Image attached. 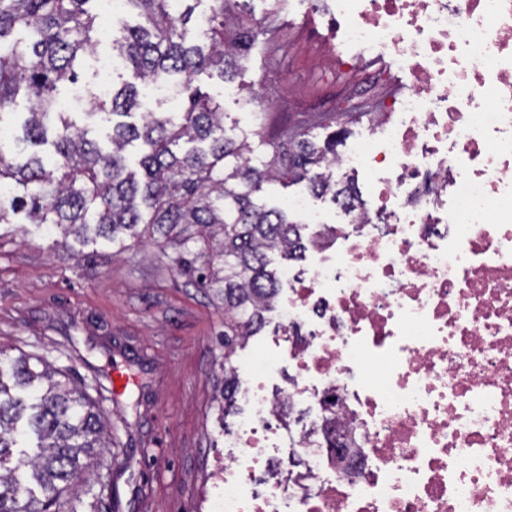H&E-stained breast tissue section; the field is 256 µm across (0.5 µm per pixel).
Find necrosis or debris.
<instances>
[{"mask_svg": "<svg viewBox=\"0 0 512 512\" xmlns=\"http://www.w3.org/2000/svg\"><path fill=\"white\" fill-rule=\"evenodd\" d=\"M332 20L413 88L334 166L365 171L370 200L313 219L318 262L283 270L295 373L240 387L211 512H512V0H332ZM309 401L315 420L285 421Z\"/></svg>", "mask_w": 512, "mask_h": 512, "instance_id": "1", "label": "necrosis or debris"}]
</instances>
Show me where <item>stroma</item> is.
Returning <instances> with one entry per match:
<instances>
[{"instance_id":"1","label":"stroma","mask_w":512,"mask_h":512,"mask_svg":"<svg viewBox=\"0 0 512 512\" xmlns=\"http://www.w3.org/2000/svg\"><path fill=\"white\" fill-rule=\"evenodd\" d=\"M271 8L272 0H247V17L270 24L273 36L234 81L211 71L195 77L221 101L227 133L247 137L263 157L283 130L332 112L346 129L341 148L370 137L375 114L410 92L409 73L375 52L337 67L325 9H310L307 0H283L277 15ZM303 194V185L268 182L256 197L303 222L306 213L288 207ZM307 197L327 223L342 220L330 197ZM84 253L72 258L30 224L0 226V349L43 356L73 380L93 378L98 366L139 371V386L112 409L111 454L85 478L92 486L116 483L119 512H205L224 438L238 420L234 413L219 420L214 402L224 379V310L169 270L157 247Z\"/></svg>"}]
</instances>
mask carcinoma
Segmentation results:
<instances>
[{
    "label": "carcinoma",
    "instance_id": "1",
    "mask_svg": "<svg viewBox=\"0 0 512 512\" xmlns=\"http://www.w3.org/2000/svg\"><path fill=\"white\" fill-rule=\"evenodd\" d=\"M95 0H0V131L4 115L26 100L23 147L0 137V224L47 225L62 240L103 244L121 254L154 245L179 273L224 304V388L217 407L229 415L238 385V351L266 323L281 278L270 255L295 261L305 250L302 224L255 202L265 182L302 184L342 203L358 199L353 183L324 175L345 129L321 142L314 121L273 144L268 160L252 158L247 139L226 133L220 103L194 85L210 70L232 80L259 37L260 22L228 30L224 16L240 0H208L205 43L188 28L190 13L172 14V0H121L141 18L115 22L112 55L135 78L173 84L180 112H135L138 89L112 92L109 145L59 111L60 88L79 81L97 43ZM138 117L132 122L130 118ZM46 359L0 350V512H78L84 473L103 461L110 411L108 390L62 382ZM99 393L95 399L89 390Z\"/></svg>",
    "mask_w": 512,
    "mask_h": 512
}]
</instances>
